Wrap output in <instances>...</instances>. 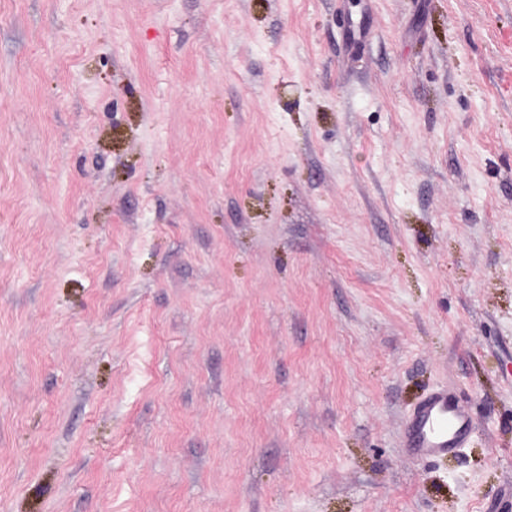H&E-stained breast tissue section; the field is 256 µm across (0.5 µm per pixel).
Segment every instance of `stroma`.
<instances>
[{
    "instance_id": "obj_1",
    "label": "stroma",
    "mask_w": 512,
    "mask_h": 512,
    "mask_svg": "<svg viewBox=\"0 0 512 512\" xmlns=\"http://www.w3.org/2000/svg\"><path fill=\"white\" fill-rule=\"evenodd\" d=\"M511 484L512 0H0V512ZM474 431L470 406L444 388L431 393L407 418L403 443L414 457L441 458L466 448Z\"/></svg>"
}]
</instances>
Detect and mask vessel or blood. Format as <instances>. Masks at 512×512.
I'll return each instance as SVG.
<instances>
[{"label":"vessel or blood","mask_w":512,"mask_h":512,"mask_svg":"<svg viewBox=\"0 0 512 512\" xmlns=\"http://www.w3.org/2000/svg\"><path fill=\"white\" fill-rule=\"evenodd\" d=\"M474 431L470 406L444 388L431 393L407 418L403 443L414 457L441 458L467 447Z\"/></svg>","instance_id":"1"}]
</instances>
